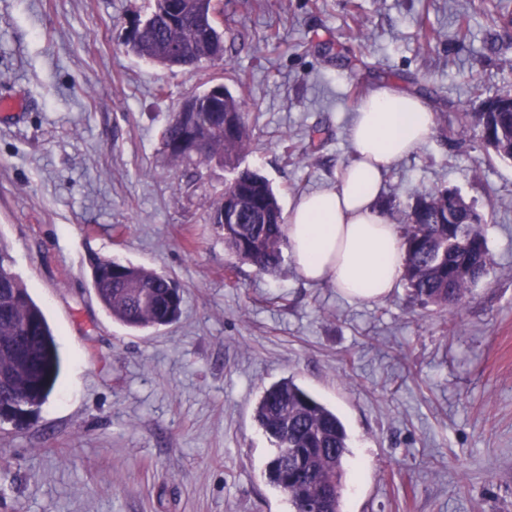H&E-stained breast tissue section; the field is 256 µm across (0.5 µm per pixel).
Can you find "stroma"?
<instances>
[{
	"instance_id": "stroma-1",
	"label": "stroma",
	"mask_w": 512,
	"mask_h": 512,
	"mask_svg": "<svg viewBox=\"0 0 512 512\" xmlns=\"http://www.w3.org/2000/svg\"><path fill=\"white\" fill-rule=\"evenodd\" d=\"M152 0H0V246L59 343L58 384L30 424L0 422V512H290L265 475L254 410L285 378L350 439L345 512H512V160L454 112L512 92V0H224V58L166 68L129 53ZM224 83L245 103L243 164L282 209L333 185L356 103L391 83L432 108V137L396 162L393 224L453 188L481 211L494 264L440 316L405 282L378 301L237 260L207 211L230 173L172 165L160 133ZM183 288L171 326L112 320L91 261Z\"/></svg>"
}]
</instances>
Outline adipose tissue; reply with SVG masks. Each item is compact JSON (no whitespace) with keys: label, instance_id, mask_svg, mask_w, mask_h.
Instances as JSON below:
<instances>
[{"label":"adipose tissue","instance_id":"obj_1","mask_svg":"<svg viewBox=\"0 0 512 512\" xmlns=\"http://www.w3.org/2000/svg\"><path fill=\"white\" fill-rule=\"evenodd\" d=\"M435 114L418 96L381 85L359 100L349 125L352 156L333 187L301 196L284 227L301 276L332 282L348 298L377 301L395 288L404 249L379 205L393 164L432 136Z\"/></svg>","mask_w":512,"mask_h":512}]
</instances>
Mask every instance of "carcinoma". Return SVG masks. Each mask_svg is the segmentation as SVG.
I'll return each instance as SVG.
<instances>
[{"mask_svg": "<svg viewBox=\"0 0 512 512\" xmlns=\"http://www.w3.org/2000/svg\"><path fill=\"white\" fill-rule=\"evenodd\" d=\"M207 10L210 16L205 29L191 19L171 26L161 14L160 3H153L134 55L153 62L168 42L183 45L195 65L224 54V3L209 0ZM500 101L497 94L487 98L484 106L509 138L512 106L492 107ZM221 107L220 112L173 113L161 132L162 149L175 165L195 159L224 163L232 177L225 183L222 198L210 207L209 223L222 233L224 247L239 261L271 273L280 267L287 247L282 208L265 177L240 168L241 157L251 143L244 103L226 88ZM225 114L233 119L229 131L223 127ZM481 120L478 114L459 111L448 123L449 132L475 130ZM190 123L205 136L196 156L180 145ZM453 209L448 190L424 194L400 225L402 277L415 300L434 306L440 314L457 309L492 265L485 225L467 223L461 212L459 223L450 226L448 211ZM92 274L99 302L124 326L142 331L179 320L182 288L172 277L112 258L96 261ZM12 336L23 337L16 351L19 362L0 361V392L37 410L59 378L58 342L43 310L13 271L7 251L0 247V341ZM255 420L274 445L266 464L267 480L288 495L293 512L312 508L343 512L341 478L349 437L336 413L288 378L263 392L255 407Z\"/></svg>", "mask_w": 512, "mask_h": 512, "instance_id": "carcinoma-1", "label": "carcinoma"}]
</instances>
